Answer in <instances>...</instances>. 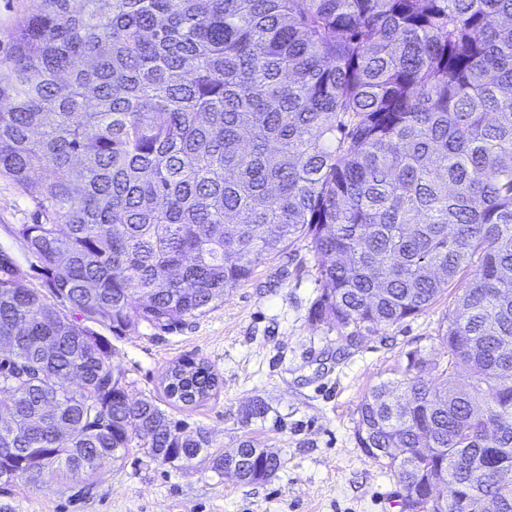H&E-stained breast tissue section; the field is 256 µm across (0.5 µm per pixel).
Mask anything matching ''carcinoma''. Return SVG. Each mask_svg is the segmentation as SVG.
<instances>
[{"mask_svg":"<svg viewBox=\"0 0 512 512\" xmlns=\"http://www.w3.org/2000/svg\"><path fill=\"white\" fill-rule=\"evenodd\" d=\"M35 173L15 235L49 294L0 257L1 485L90 477L136 439L224 475L205 432L129 399L92 326L174 327L306 239L314 317L348 342L470 275L447 360L405 352L356 438L404 449L418 512H512V0H39L0 70V177ZM217 388L195 362L165 392ZM280 466L243 439L231 478Z\"/></svg>","mask_w":512,"mask_h":512,"instance_id":"1","label":"carcinoma"}]
</instances>
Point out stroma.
I'll use <instances>...</instances> for the list:
<instances>
[{"label": "stroma", "mask_w": 512, "mask_h": 512, "mask_svg": "<svg viewBox=\"0 0 512 512\" xmlns=\"http://www.w3.org/2000/svg\"><path fill=\"white\" fill-rule=\"evenodd\" d=\"M30 210L29 196L0 178V250L15 259L26 286L41 291L37 263L14 233ZM317 278L316 259L301 241L267 256L222 301L172 329L142 324L117 336L96 328L109 338L131 398L155 399L190 429L206 431L217 451H234L251 437L281 459L268 480L242 484L204 462L174 469L133 448L122 463L97 471L86 499H70L83 487V473L45 476L0 491V512H401L403 487L357 443L358 409L373 386L399 377L406 351L417 347L446 361L438 329L453 299L441 296L350 347L335 323L312 318ZM183 359L210 366L219 380L214 397L197 406L168 404L164 375ZM255 400L268 413L246 420Z\"/></svg>", "instance_id": "stroma-1"}]
</instances>
